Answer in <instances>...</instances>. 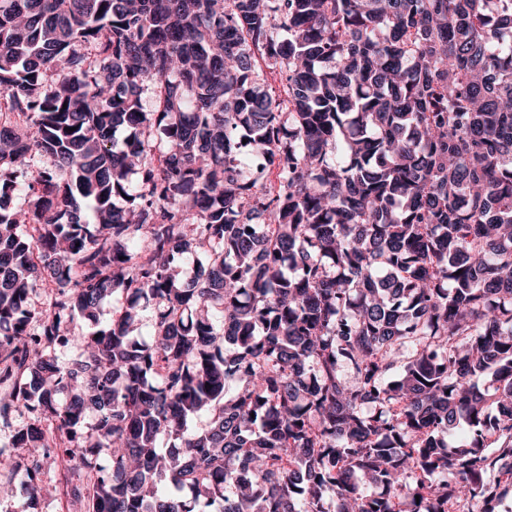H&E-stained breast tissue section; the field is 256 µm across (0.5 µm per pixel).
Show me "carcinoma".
Masks as SVG:
<instances>
[{
  "instance_id": "cac0c4a2",
  "label": "carcinoma",
  "mask_w": 512,
  "mask_h": 512,
  "mask_svg": "<svg viewBox=\"0 0 512 512\" xmlns=\"http://www.w3.org/2000/svg\"><path fill=\"white\" fill-rule=\"evenodd\" d=\"M0 426L88 512H500L512 0H0Z\"/></svg>"
}]
</instances>
